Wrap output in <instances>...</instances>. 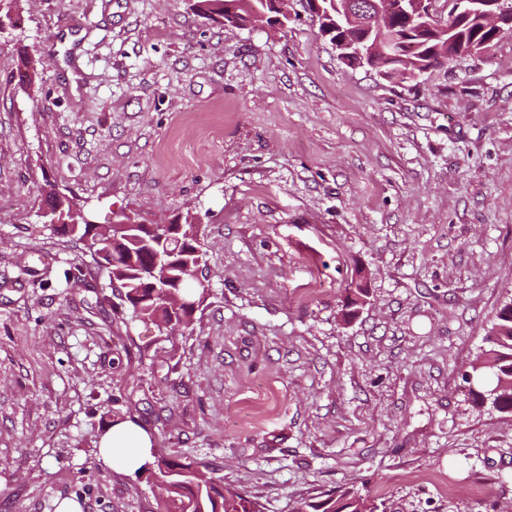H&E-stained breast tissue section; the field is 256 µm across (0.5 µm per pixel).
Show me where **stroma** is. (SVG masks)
Instances as JSON below:
<instances>
[{"label": "stroma", "mask_w": 512, "mask_h": 512, "mask_svg": "<svg viewBox=\"0 0 512 512\" xmlns=\"http://www.w3.org/2000/svg\"><path fill=\"white\" fill-rule=\"evenodd\" d=\"M194 2L15 0L0 33V512H159L145 474L101 463L111 418L263 512L341 486L512 512V414L465 381L512 299V34L386 80L301 0L244 28ZM48 181L96 224H198L190 328L117 309L44 217Z\"/></svg>", "instance_id": "stroma-1"}]
</instances>
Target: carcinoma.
<instances>
[{
	"label": "carcinoma",
	"mask_w": 512,
	"mask_h": 512,
	"mask_svg": "<svg viewBox=\"0 0 512 512\" xmlns=\"http://www.w3.org/2000/svg\"><path fill=\"white\" fill-rule=\"evenodd\" d=\"M225 0H197L196 9L212 21L224 19ZM236 8V22L247 24L275 25L272 16L262 17L269 11L265 0H232ZM456 36L465 40L476 50L483 49L495 39L492 30L484 28L480 18L475 16L466 21ZM416 50L402 61L386 58L371 52L370 61L386 79L414 78L422 69L421 62L431 59L434 65L448 59L455 51V44L446 38L430 36L414 39ZM64 222L80 224V239L91 251H102L91 224L82 219L80 207L65 206L57 215ZM181 236L184 245L173 257L181 270L180 288H170L183 295L191 294L203 299L208 291L205 284L191 278L185 271L187 266H195L197 258H206L201 251L197 225L188 221L182 225ZM152 236L143 228L131 230L121 236L119 264L108 268L109 282L127 285L126 310L132 321L148 320L160 330L171 332L177 328L187 329L193 322V309L171 308L163 297V291L145 283L140 277L148 259L146 242ZM488 348L481 351L471 373L482 386L480 390H470L474 402L490 407L500 413L512 412V299L506 302L497 315V322L485 337ZM165 489L164 512H262L259 504L251 497L234 488L223 485V480L215 477V469L200 463H183L163 456L155 457L151 463L140 468ZM380 506L369 497L353 488H345L334 493L317 497L303 498L297 502L294 512H379Z\"/></svg>",
	"instance_id": "obj_1"
}]
</instances>
